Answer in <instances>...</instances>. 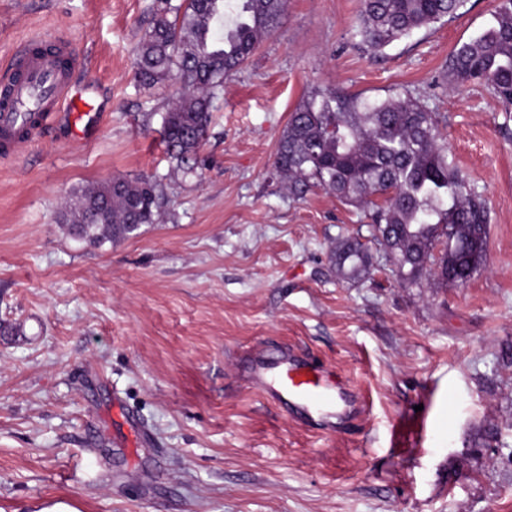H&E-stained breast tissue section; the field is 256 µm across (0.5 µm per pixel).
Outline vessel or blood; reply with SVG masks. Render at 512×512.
Listing matches in <instances>:
<instances>
[{
  "label": "vessel or blood",
  "instance_id": "vessel-or-blood-1",
  "mask_svg": "<svg viewBox=\"0 0 512 512\" xmlns=\"http://www.w3.org/2000/svg\"><path fill=\"white\" fill-rule=\"evenodd\" d=\"M85 56L74 38L29 37L15 53L10 73L0 78V161L16 158L19 149L43 137L61 117L81 124L82 135L97 131L100 114L86 101L92 86L80 79ZM247 379L274 402L305 422L332 424L360 405L328 371L284 351L276 358L251 355L243 368Z\"/></svg>",
  "mask_w": 512,
  "mask_h": 512
}]
</instances>
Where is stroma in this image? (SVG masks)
Segmentation results:
<instances>
[{
	"instance_id": "1",
	"label": "stroma",
	"mask_w": 512,
	"mask_h": 512,
	"mask_svg": "<svg viewBox=\"0 0 512 512\" xmlns=\"http://www.w3.org/2000/svg\"><path fill=\"white\" fill-rule=\"evenodd\" d=\"M498 3L374 51L363 0H288L187 173L160 142L172 87L133 78L154 0H0V67L31 35L73 32L107 113L92 140L63 124L0 163V512H512V112L445 77ZM318 86L438 114L489 201L470 280L337 279L329 251L363 213L289 193L272 166ZM144 174L170 203L140 235L91 247L59 223L74 191ZM282 346L364 414L332 432L293 421L241 374Z\"/></svg>"
}]
</instances>
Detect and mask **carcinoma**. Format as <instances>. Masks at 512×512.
I'll list each match as a JSON object with an SVG mask.
<instances>
[{"instance_id":"1","label":"carcinoma","mask_w":512,"mask_h":512,"mask_svg":"<svg viewBox=\"0 0 512 512\" xmlns=\"http://www.w3.org/2000/svg\"><path fill=\"white\" fill-rule=\"evenodd\" d=\"M288 0H160L136 50L134 75L146 88L176 86L162 113L169 157L195 169L213 102L259 43L280 26ZM465 0H364L361 43L380 51L413 31L458 16ZM448 84H486L512 112V0H500L478 37L448 60ZM291 192L319 187L369 216L383 260L411 284L467 282L486 260L489 207L470 178L448 161L438 116L418 99L369 101L337 89L310 91L291 112L274 158ZM167 204L162 179L116 177L67 196L66 232L99 247L155 224ZM443 244L440 258L432 249ZM342 281L371 275L374 256L357 237L329 252Z\"/></svg>"}]
</instances>
